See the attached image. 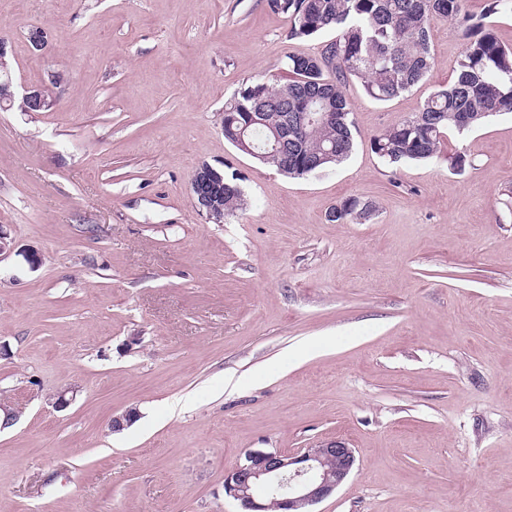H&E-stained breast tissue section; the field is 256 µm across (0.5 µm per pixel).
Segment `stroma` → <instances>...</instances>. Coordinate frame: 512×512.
I'll return each instance as SVG.
<instances>
[{
  "label": "stroma",
  "mask_w": 512,
  "mask_h": 512,
  "mask_svg": "<svg viewBox=\"0 0 512 512\" xmlns=\"http://www.w3.org/2000/svg\"><path fill=\"white\" fill-rule=\"evenodd\" d=\"M290 26L268 0H0L18 87L68 77L51 111H0V401L21 409L0 512H240L248 452L334 440L356 467L315 512H512V113L429 160L374 153L455 73L465 37L437 19L411 91L349 84L351 157L282 175L223 116L321 50ZM205 164L246 195L220 224ZM349 197L371 214L330 222ZM234 178H226L209 165H202L195 173L191 190L196 199L199 211L205 213L208 219L221 222L225 216L232 215L245 204L244 192ZM223 182L227 185L222 195L224 211L219 206Z\"/></svg>",
  "instance_id": "1"
}]
</instances>
